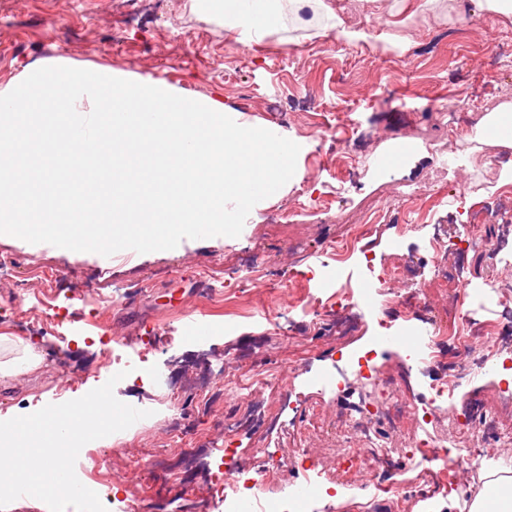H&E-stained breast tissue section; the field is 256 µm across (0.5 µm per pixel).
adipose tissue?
I'll list each match as a JSON object with an SVG mask.
<instances>
[{
  "mask_svg": "<svg viewBox=\"0 0 512 512\" xmlns=\"http://www.w3.org/2000/svg\"><path fill=\"white\" fill-rule=\"evenodd\" d=\"M307 0H195L196 7L223 17L224 28L245 46L260 43L287 19L297 18ZM470 512H512V468L489 467L472 492Z\"/></svg>",
  "mask_w": 512,
  "mask_h": 512,
  "instance_id": "1",
  "label": "adipose tissue"
}]
</instances>
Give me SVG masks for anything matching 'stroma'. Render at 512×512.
<instances>
[{"mask_svg":"<svg viewBox=\"0 0 512 512\" xmlns=\"http://www.w3.org/2000/svg\"><path fill=\"white\" fill-rule=\"evenodd\" d=\"M346 24L373 26L371 44L354 46L317 25L286 27L261 44L230 39L223 23L192 10L191 0H0V87L50 62L98 66L165 82L211 97L243 120L294 137L303 181L261 204L258 220L239 237L186 239L172 250L73 257L46 243L0 238V335L20 336L40 354V367L0 378V418L26 415L103 385L119 358L140 363L141 378L119 381L114 394L147 410L128 429L87 443L75 471L88 482L109 470L104 506L127 499L137 512H224L212 503L216 451L237 449L236 465L258 468L265 455L314 468L323 485L368 478L338 469L352 436L353 404L374 406L393 384L406 401L418 380L399 351L377 358L380 382L351 380L345 394L322 391L313 375L373 335L368 308L312 328L308 296L360 292L366 258L401 267L390 285L400 320L419 332L456 336L465 307L461 287L495 279L498 298L512 301V195L490 157L512 148L469 147L448 180L436 177L440 151L452 149L455 128L441 141L426 129L467 110L470 123L512 104V17H457L458 0L436 11L393 9V0H325ZM362 158L341 166L338 138ZM421 197L404 201L402 186ZM335 200L320 210L323 197ZM382 218L360 253L335 273L314 276L322 245L341 232L337 212L364 203ZM448 230L452 248L437 265L420 255L432 225ZM257 268L256 277L232 271ZM131 295L112 301L113 289ZM253 379L254 391L235 384ZM507 385L492 374L473 383L430 424L401 414L385 437L402 448L420 438L455 439V424L473 402L512 432V408L501 406ZM246 415L234 432L230 417ZM415 500L367 496L336 504L322 497L296 512H415Z\"/></svg>","mask_w":512,"mask_h":512,"instance_id":"1","label":"stroma"}]
</instances>
